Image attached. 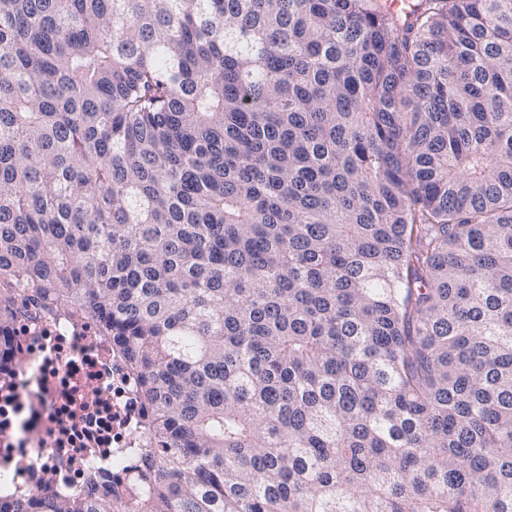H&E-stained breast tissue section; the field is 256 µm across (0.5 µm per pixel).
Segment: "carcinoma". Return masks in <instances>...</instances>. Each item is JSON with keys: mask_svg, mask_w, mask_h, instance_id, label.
Instances as JSON below:
<instances>
[{"mask_svg": "<svg viewBox=\"0 0 512 512\" xmlns=\"http://www.w3.org/2000/svg\"><path fill=\"white\" fill-rule=\"evenodd\" d=\"M58 312L146 445L0 512H512V0H0V337Z\"/></svg>", "mask_w": 512, "mask_h": 512, "instance_id": "1", "label": "carcinoma"}]
</instances>
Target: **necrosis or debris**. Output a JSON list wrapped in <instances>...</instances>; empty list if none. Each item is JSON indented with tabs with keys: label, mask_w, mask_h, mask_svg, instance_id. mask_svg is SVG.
Listing matches in <instances>:
<instances>
[{
	"label": "necrosis or debris",
	"mask_w": 512,
	"mask_h": 512,
	"mask_svg": "<svg viewBox=\"0 0 512 512\" xmlns=\"http://www.w3.org/2000/svg\"><path fill=\"white\" fill-rule=\"evenodd\" d=\"M140 384L89 322L58 314L0 341V471L12 487L78 489L90 462L124 494L143 437Z\"/></svg>",
	"instance_id": "1"
}]
</instances>
